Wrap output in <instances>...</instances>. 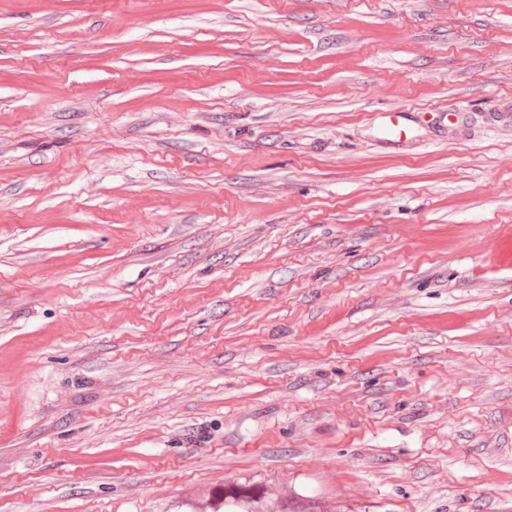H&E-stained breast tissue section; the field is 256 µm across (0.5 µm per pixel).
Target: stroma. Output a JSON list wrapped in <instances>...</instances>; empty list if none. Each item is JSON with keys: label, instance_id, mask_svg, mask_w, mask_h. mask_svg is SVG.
Returning <instances> with one entry per match:
<instances>
[{"label": "stroma", "instance_id": "obj_1", "mask_svg": "<svg viewBox=\"0 0 512 512\" xmlns=\"http://www.w3.org/2000/svg\"><path fill=\"white\" fill-rule=\"evenodd\" d=\"M245 480L512 512V0H0V512Z\"/></svg>", "mask_w": 512, "mask_h": 512}]
</instances>
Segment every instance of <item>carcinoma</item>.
Wrapping results in <instances>:
<instances>
[{
  "label": "carcinoma",
  "instance_id": "carcinoma-1",
  "mask_svg": "<svg viewBox=\"0 0 512 512\" xmlns=\"http://www.w3.org/2000/svg\"><path fill=\"white\" fill-rule=\"evenodd\" d=\"M177 512H328L310 499L300 507H288V499L268 501L265 492L245 483L224 489L204 504L180 503Z\"/></svg>",
  "mask_w": 512,
  "mask_h": 512
}]
</instances>
